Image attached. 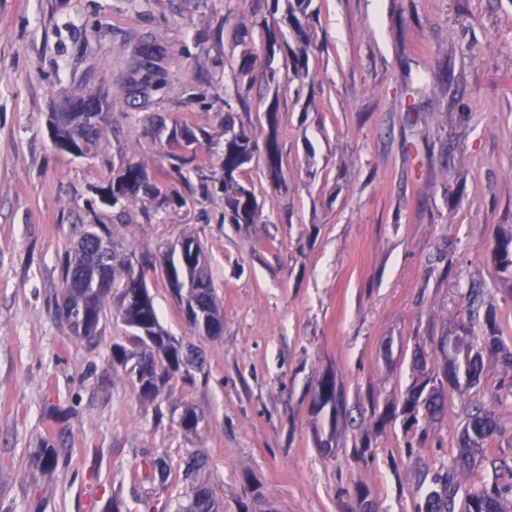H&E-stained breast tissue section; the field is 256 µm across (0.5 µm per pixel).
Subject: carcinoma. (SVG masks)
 Wrapping results in <instances>:
<instances>
[{"instance_id": "obj_1", "label": "carcinoma", "mask_w": 512, "mask_h": 512, "mask_svg": "<svg viewBox=\"0 0 512 512\" xmlns=\"http://www.w3.org/2000/svg\"><path fill=\"white\" fill-rule=\"evenodd\" d=\"M312 2L285 0L284 21L305 47L309 43L307 28L313 16ZM82 113H57V126L79 152L96 144L102 135L101 125L82 119ZM201 146L197 134L181 126L173 128L163 151L170 168L178 173L186 170L197 175L199 191L206 193L209 183H218L224 194V220L230 224L254 223L260 205L245 166L261 154L270 176L277 177L281 156L275 133H270L261 143L253 139L237 127L236 113L226 101L224 148L217 157L221 177L211 179L207 176V167L202 165L198 155ZM160 194V188L151 181L147 169L132 162L113 176L106 187L97 190L99 201L112 207L143 199L153 200ZM80 236L87 238L85 248L80 252H67L63 258L62 305L58 308V317L72 331L76 326L84 325L81 339L91 342L100 335V323L113 302L111 285L132 283L137 277L157 270L169 285L200 273L201 287L193 289V297L199 305L198 316L205 321L206 335L213 337L222 333L224 318L215 288L206 266L200 265L205 252L192 235L184 236L159 258L149 250L143 252L142 267L138 270L117 253L112 231L106 225L89 224L80 230ZM493 254L501 270L512 269V234L495 238ZM483 296L482 284L468 283L463 293L465 319L458 325L457 349L449 348L444 338L438 342L442 366L432 365L431 372L423 374V380L408 392L400 405L391 404L381 409L372 404L369 408L370 416L379 428L398 421L404 435L417 438V443L421 444L427 439L423 423L439 421L447 411L446 387L437 386L434 381L443 377L454 389L477 388L481 385L486 356L497 358L507 375V379L489 394L483 393L479 398L472 397L464 402L458 454L451 464L433 476V488L417 503L416 512H509L506 503L512 504V464L505 458L486 455L487 445L504 436L506 428L485 402L488 396L502 409L512 405V350L498 336L495 314L483 307ZM114 315L132 331V336L149 339L139 357L131 354L125 343H112V367L121 371L139 396L157 397L175 377L185 383L193 382L189 365L200 361L199 351L193 346H177L171 341L160 325L150 289H126L119 305L115 306ZM317 399L323 404L337 403L333 379L325 378L318 383ZM484 464L492 469V482L474 486L463 481L466 474ZM214 505L209 490L193 481L187 504L180 506L178 512H213Z\"/></svg>"}]
</instances>
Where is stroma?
Returning a JSON list of instances; mask_svg holds the SVG:
<instances>
[{
	"label": "stroma",
	"instance_id": "stroma-1",
	"mask_svg": "<svg viewBox=\"0 0 512 512\" xmlns=\"http://www.w3.org/2000/svg\"><path fill=\"white\" fill-rule=\"evenodd\" d=\"M314 6L297 78L291 29L265 56L270 0H0V512H175L192 455L223 512H415L457 455L459 391L411 448L401 427L372 432L367 408L403 400L416 354L454 334L458 278L486 283L512 348V272L492 258L512 229V0ZM243 68L276 80L249 83ZM99 93L100 144L57 150L52 113ZM272 101L279 179L255 157L261 213L224 223L220 190L196 193L160 147L179 123L222 149L228 103L264 138ZM130 161L186 205L99 204ZM85 224L108 225L132 260L186 233L201 242L222 335L191 328L148 278L161 326L204 354L193 383L139 398L112 369L120 321L88 342L58 318L64 251ZM328 374L339 419L314 401ZM187 406L197 430L178 423ZM157 458L163 489L140 479Z\"/></svg>",
	"mask_w": 512,
	"mask_h": 512
}]
</instances>
